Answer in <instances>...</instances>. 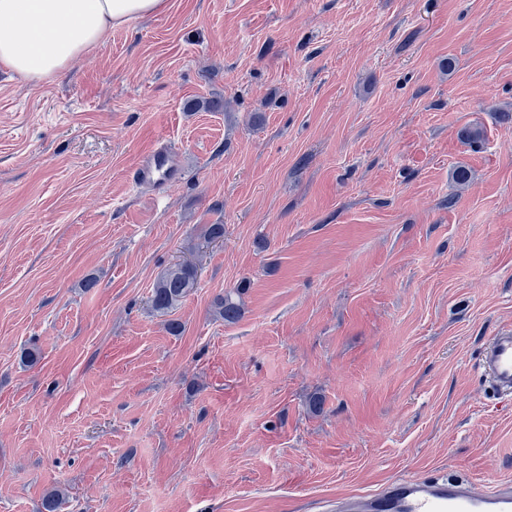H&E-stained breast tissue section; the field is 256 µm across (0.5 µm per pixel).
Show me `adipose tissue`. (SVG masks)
<instances>
[{
    "label": "adipose tissue",
    "instance_id": "1",
    "mask_svg": "<svg viewBox=\"0 0 512 512\" xmlns=\"http://www.w3.org/2000/svg\"><path fill=\"white\" fill-rule=\"evenodd\" d=\"M165 7L166 0H0V63L32 83L52 81L113 28Z\"/></svg>",
    "mask_w": 512,
    "mask_h": 512
}]
</instances>
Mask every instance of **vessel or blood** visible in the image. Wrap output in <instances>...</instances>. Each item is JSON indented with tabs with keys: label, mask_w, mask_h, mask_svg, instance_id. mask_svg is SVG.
I'll use <instances>...</instances> for the list:
<instances>
[{
	"label": "vessel or blood",
	"mask_w": 512,
	"mask_h": 512,
	"mask_svg": "<svg viewBox=\"0 0 512 512\" xmlns=\"http://www.w3.org/2000/svg\"><path fill=\"white\" fill-rule=\"evenodd\" d=\"M181 178L177 151L162 143L143 154L132 181L161 198ZM478 368L495 394L512 396V329L498 331L488 339ZM336 512H512V481L477 487L448 476L398 477L379 491L338 498Z\"/></svg>",
	"instance_id": "vessel-or-blood-1"
}]
</instances>
